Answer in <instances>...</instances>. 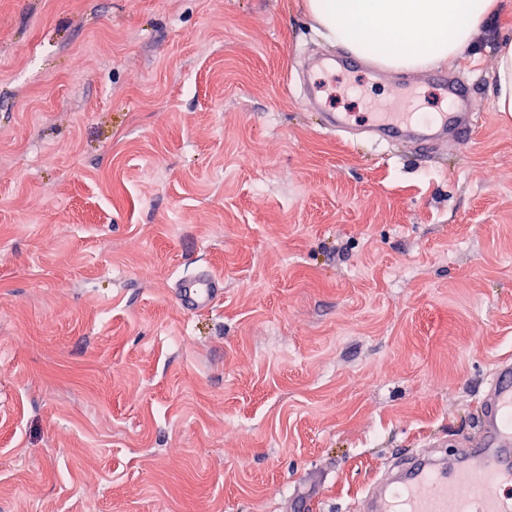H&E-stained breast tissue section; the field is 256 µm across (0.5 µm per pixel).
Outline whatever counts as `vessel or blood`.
<instances>
[{
    "mask_svg": "<svg viewBox=\"0 0 512 512\" xmlns=\"http://www.w3.org/2000/svg\"><path fill=\"white\" fill-rule=\"evenodd\" d=\"M429 82L452 103L448 112H377L353 127L347 112H324L322 127L360 135L377 146L414 148L462 143L478 117L468 87L453 72H434ZM186 312L210 310L224 297V282L201 270L180 278L173 291ZM365 512H512V362L498 364L481 401L479 433L450 459L418 454L399 478H376L362 493Z\"/></svg>",
    "mask_w": 512,
    "mask_h": 512,
    "instance_id": "b4317fda",
    "label": "vessel or blood"
}]
</instances>
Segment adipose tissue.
Returning <instances> with one entry per match:
<instances>
[{
	"instance_id": "obj_1",
	"label": "adipose tissue",
	"mask_w": 512,
	"mask_h": 512,
	"mask_svg": "<svg viewBox=\"0 0 512 512\" xmlns=\"http://www.w3.org/2000/svg\"><path fill=\"white\" fill-rule=\"evenodd\" d=\"M501 0H306L334 44L392 71L415 72L477 55ZM492 106L512 113V39L495 45Z\"/></svg>"
}]
</instances>
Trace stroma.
Masks as SVG:
<instances>
[{
    "instance_id": "stroma-1",
    "label": "stroma",
    "mask_w": 512,
    "mask_h": 512,
    "mask_svg": "<svg viewBox=\"0 0 512 512\" xmlns=\"http://www.w3.org/2000/svg\"><path fill=\"white\" fill-rule=\"evenodd\" d=\"M304 0H0V512H359L512 360V114L426 155L324 133ZM336 112H443L324 71ZM412 92L397 100L394 86ZM224 280L182 311L178 277Z\"/></svg>"
}]
</instances>
